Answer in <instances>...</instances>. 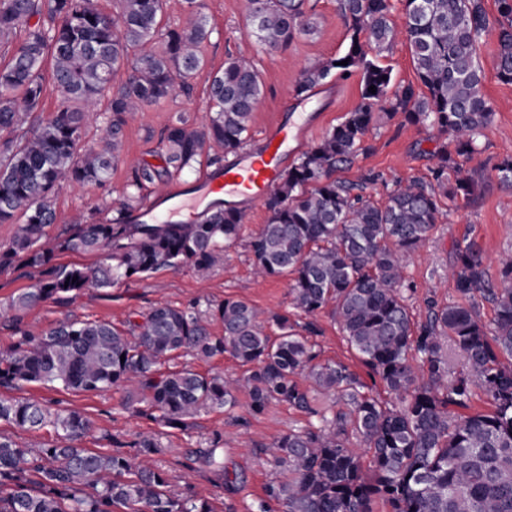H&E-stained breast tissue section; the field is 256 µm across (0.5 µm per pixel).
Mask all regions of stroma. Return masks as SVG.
<instances>
[{"instance_id":"obj_1","label":"stroma","mask_w":512,"mask_h":512,"mask_svg":"<svg viewBox=\"0 0 512 512\" xmlns=\"http://www.w3.org/2000/svg\"><path fill=\"white\" fill-rule=\"evenodd\" d=\"M201 16L210 35L201 46L205 69L191 81V90L177 93L165 102L142 108L129 121L123 137L119 161L113 166L105 187L66 185L54 195L57 220L52 234H62L80 216L106 221L116 215V204L126 192L130 166L146 164L161 170L166 166V147L161 133L171 118L183 116L190 125L205 122L210 113L209 76L223 70L228 58L246 56L261 75L263 93L250 122L244 152L255 151L265 131L282 122L310 118L312 125L297 144V152L306 151L338 124L359 102L362 94L360 73L343 76L332 73L327 81L311 92L294 91L295 79L308 61L343 56L350 33L338 9V0H307L308 12L315 20L310 35L288 47L268 49L261 45L247 23V0H201ZM497 33L489 31L479 45V60L485 74L484 91L494 108L491 124L480 139L483 180L474 198L458 199L444 212L428 244L411 257L404 269L407 305L414 320H425L429 306L444 307L459 303L460 297L448 268L454 261L455 246L474 240L480 247L490 280H497L498 259L512 252V186L500 182L494 170L504 156L512 154V84L498 80L494 70ZM368 151L350 168L336 170L337 180L349 183L374 175L366 192L377 201H385L397 182L411 178L429 180L437 156L447 139L431 128L402 122L400 117H382L366 137ZM215 166L208 156H200L192 168L147 187L133 200L134 212L153 210L154 221L187 222L201 213L200 198H193L189 209L156 206L160 190L203 186ZM268 218L264 204L245 212L240 239L224 252V263L207 278L191 269L175 271L161 268L149 276L122 282L108 291L87 289L38 304L22 315L23 324L50 329L64 318L98 319L116 326L139 319L159 304L185 307L191 303L224 299H242L268 312L289 311L294 328L310 333L323 360L341 362L367 377L368 372L350 349L329 310L313 315L289 310L290 281L284 277L258 276L247 250L248 240L258 234ZM24 395L35 396L54 409H76L87 415L93 428L82 445L94 452L112 453L116 443L133 442L140 433H160L162 448L155 456L171 490L191 491L208 499L216 512H247L252 498L262 495L267 483L280 477L281 470L263 452L272 438L304 426L308 416L285 403H275L263 413L249 409V395L239 392L234 413L209 410L198 414L192 429L181 432L161 428L154 421L136 416L122 407L125 393L114 388L91 394L69 393L39 384L27 385ZM224 437V467L239 479L238 485L225 488L222 478L188 459L192 448L208 447L214 434Z\"/></svg>"}]
</instances>
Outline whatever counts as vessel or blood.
<instances>
[{
	"instance_id": "1",
	"label": "vessel or blood",
	"mask_w": 512,
	"mask_h": 512,
	"mask_svg": "<svg viewBox=\"0 0 512 512\" xmlns=\"http://www.w3.org/2000/svg\"><path fill=\"white\" fill-rule=\"evenodd\" d=\"M293 136L294 130L288 125L271 127L257 151L227 166L223 176L210 180V191L233 196L248 206L257 204L277 184Z\"/></svg>"
}]
</instances>
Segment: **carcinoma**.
I'll return each instance as SVG.
<instances>
[{
	"label": "carcinoma",
	"instance_id": "obj_1",
	"mask_svg": "<svg viewBox=\"0 0 512 512\" xmlns=\"http://www.w3.org/2000/svg\"><path fill=\"white\" fill-rule=\"evenodd\" d=\"M403 34L422 89L412 84L389 92L391 70L369 58L393 50L398 32L391 0H338L350 35L344 57L304 67L294 89L303 94L334 70L362 74V99L344 119L284 170L264 200L267 224L249 241L258 273L291 279V306L313 315L334 306L343 335L369 375L396 399L387 407L366 393L346 365L321 363L315 345L296 334L288 313L261 320L244 300L215 307L161 305L120 329L96 320L64 318L51 329L21 326L20 313L62 294L106 290L163 268H189L205 277L236 242L243 214L219 201L190 224H133L126 207L100 222L82 217L53 237L52 204L63 184H104L122 151L124 127L135 111L160 104L188 86L203 67L201 44L209 31L199 18L200 0H185L192 22L159 26L164 0H122L112 17L93 0H0V41L25 31L0 68V224L17 229L0 246V271L16 264L39 278L13 295L3 309L15 314L19 341L0 352V421L26 431L49 428L50 441L23 445L0 434V512H215L189 492L172 494L164 474L149 464L160 443L148 432L133 442L136 453L93 452L80 446L92 428L76 410H51L13 396L26 384L58 385L74 393L124 389L136 415L186 431L203 410L232 412L237 393L248 392L250 410L286 403L309 415V424L273 439L266 448L285 475L269 482L250 512H373L380 499L389 512H512V256L500 260L489 281L473 241L457 246L448 276L467 304L428 310L412 319L403 288L405 262L431 238L441 200L454 203L477 193L474 176L462 175L443 151L431 181L413 180L379 203L361 183L333 178L355 165L368 147L365 136L380 114L426 125L448 137L468 162L493 108L486 98L477 50L490 29L483 0H401ZM497 78L512 83V0H498ZM51 21L46 27L35 17ZM258 41L283 48L307 34L313 22L306 0H248ZM348 59V64L341 61ZM125 68L126 81L112 86ZM376 87V93L368 91ZM53 94L57 107L31 135L11 133L21 113L41 111ZM262 95L251 61L233 57L210 78L215 111L195 127L179 118L163 130L166 164L131 168L128 188L140 191L162 174L180 173L204 152L214 163L246 143ZM108 100V118L97 145L83 149L88 114ZM101 252L95 266L59 265L58 254ZM495 305L493 324L477 316L476 297ZM223 333L211 331L213 321ZM275 329L271 336L265 328ZM211 359L229 354L248 367L240 379L218 372L175 368L181 354ZM456 356L459 371L450 372ZM338 395L347 410L314 403L297 378ZM479 383L494 404L490 413L460 415ZM358 435L372 450L369 466L348 444ZM189 460L236 483L224 470V440L213 436Z\"/></svg>",
	"mask_w": 512,
	"mask_h": 512
}]
</instances>
